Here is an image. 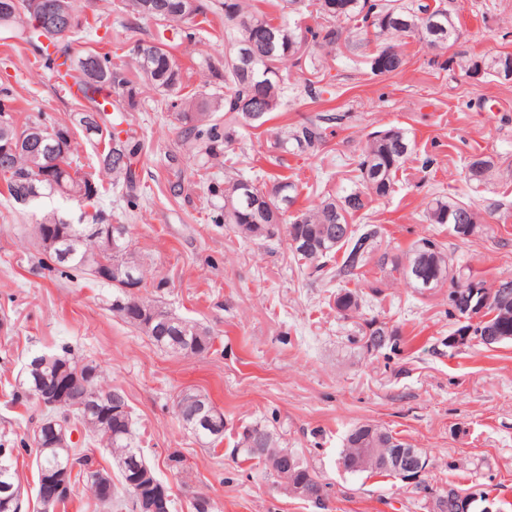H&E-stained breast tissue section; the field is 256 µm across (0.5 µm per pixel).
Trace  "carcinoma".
<instances>
[{
    "instance_id": "1",
    "label": "carcinoma",
    "mask_w": 512,
    "mask_h": 512,
    "mask_svg": "<svg viewBox=\"0 0 512 512\" xmlns=\"http://www.w3.org/2000/svg\"><path fill=\"white\" fill-rule=\"evenodd\" d=\"M128 16L149 24V27L126 25L123 44L130 45L128 59L117 64L112 52H74L73 44L85 25L84 0H39L50 27L43 36L58 47L66 57L62 63L41 53V41L28 24L34 0H17V12L10 18L0 17V30L9 38L39 54L40 69L54 78L60 91L71 93L88 103L76 113L74 120L82 124L84 116L94 118V132L102 146L97 163L84 165L72 145L67 125L40 121H20L16 98L11 86L0 85V150L11 151L9 162L0 159V181L4 182L9 200L28 203V195L43 198L57 196L77 206L91 207L92 225L71 224L56 209L40 213L32 234L41 255L38 263L45 268L62 266L112 287V314L148 336L159 348L183 357L210 352L214 336L203 324L185 318L166 307L155 295L139 292L130 296L127 285L147 288L149 270L141 253L132 248L125 225L114 227L113 246L121 254L123 272L114 274L112 266L95 260L106 246L96 236L93 226L112 223V215L100 206L107 192L106 184L128 189L137 183L138 164L143 143L132 128L127 113L142 106L141 89L149 87L161 98L154 108L171 112L179 123L180 142L193 160L192 173L202 179L213 176L211 169L224 170V181L216 182L211 191L218 193V222L229 224L237 237L255 241L284 234L295 263L310 275H327L336 280L334 296L336 312L344 318L361 315L366 301L363 288L380 293L379 284L403 280L420 294L448 287V319L456 328L443 344L459 348L455 337L466 336L468 342L489 347L499 342H512V288L505 295L495 294L484 315H493L487 322L463 321L457 315L456 294L463 281L478 278L472 269L456 260L448 243L438 235L420 237L406 248L393 251L381 248L384 229L379 224L354 227L352 220L371 208L373 202L391 195L405 172V164L415 144L401 128L377 130L368 134L361 146L354 174L347 178L352 184L342 196L327 193L302 210H292L299 196V186L290 177L280 174L247 176L240 168V154L235 144L242 131L263 126L270 115L285 105L288 74L281 65L306 69L313 78L304 79L300 93L312 103L334 99L335 84L327 77V57L341 48L364 58L374 76L392 74L406 64L408 46L417 41L433 51V63L447 67L444 55L461 37V31L448 10L446 0H122ZM303 17L294 22L291 16ZM222 19L224 57L206 56L185 67L175 54L185 44H196L202 25L212 17ZM467 67L484 68L499 74L509 67V57L495 53L485 60L468 61ZM200 84L189 88L193 76ZM352 118L350 112L336 109L318 110L305 118L263 130L260 136L269 144L270 162L288 167L287 156H316L326 149ZM497 166L494 158L483 152L474 153L466 165V178L471 183H484L493 176ZM425 221L448 227L461 240L482 235L475 206L438 194L427 202ZM465 224L469 231H460ZM362 348L369 354L387 348L398 349L396 330L384 322L366 319L358 330ZM67 368L71 374L91 378V385L107 397L125 399L118 388L102 387L97 365L75 357L71 350L61 349L51 355L41 354L26 364L24 382L18 386L21 396L35 397L41 388H50L58 370ZM60 421L61 436L57 443L41 447L35 444L37 475L62 468L68 473L69 488L82 483L93 494L97 504L108 510L126 509L136 512L137 500L130 485L131 475L121 462L127 455L148 465L138 448L139 433L132 414L112 417V434L102 427L95 413L71 407L66 403L47 409ZM180 421L193 419V434L204 444L216 445L222 435L198 423L210 415L224 419L207 395L197 404L182 410ZM130 428L131 437L122 435ZM84 435L85 448L71 441L73 432ZM265 437L266 456L250 453L253 434ZM99 442L112 455L119 470L120 485L111 475L96 466L94 450L89 445ZM236 447L244 460L267 475H274L277 459L295 454L283 445L281 438L266 426L254 424L238 434ZM411 444L397 433L379 425L360 423L346 435L341 451L344 470L367 473L371 477H390L383 465L364 469L355 465L354 455L360 448H377L390 454ZM23 449H7L0 457V512H12L4 500L19 487L17 461ZM299 463L292 478L302 482L314 494L312 502L321 506L328 497L327 484L320 481L315 469L297 455Z\"/></svg>"
}]
</instances>
